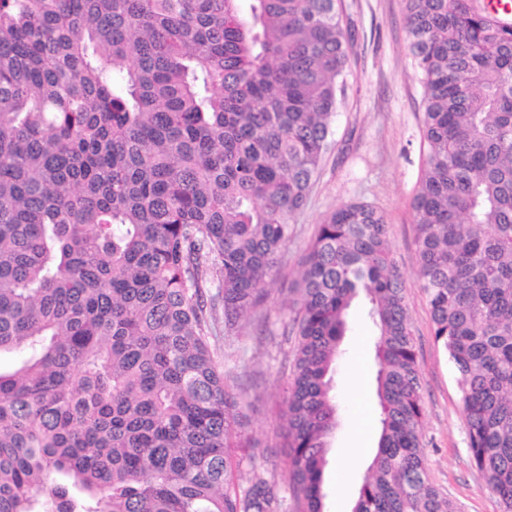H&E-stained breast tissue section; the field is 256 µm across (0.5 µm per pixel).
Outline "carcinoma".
<instances>
[{"label":"carcinoma","instance_id":"obj_1","mask_svg":"<svg viewBox=\"0 0 512 512\" xmlns=\"http://www.w3.org/2000/svg\"><path fill=\"white\" fill-rule=\"evenodd\" d=\"M427 151L411 209L473 465L512 512V19L402 0ZM343 0H0V512H324L351 304L377 330L380 435L353 512H458L428 479L384 213L318 225L289 303L275 436L290 496L236 456L224 350L332 147ZM246 479H241L243 465Z\"/></svg>","mask_w":512,"mask_h":512}]
</instances>
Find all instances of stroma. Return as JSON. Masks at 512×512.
I'll use <instances>...</instances> for the list:
<instances>
[{"label":"stroma","instance_id":"35a3bbf8","mask_svg":"<svg viewBox=\"0 0 512 512\" xmlns=\"http://www.w3.org/2000/svg\"><path fill=\"white\" fill-rule=\"evenodd\" d=\"M352 51L346 104L332 122L335 147L327 157L306 206L293 219L295 233L285 247L267 296L241 321L233 356L225 363L236 393L249 404L238 433L258 466L286 487L288 458L274 438L294 342L289 321V288L318 224L347 202H366L387 219L393 260L406 282V304L416 346L425 414L422 420L426 472L459 512H501L497 497L471 462L463 414L461 380L432 333L426 295L417 276L416 232L410 209L424 147L423 88L411 65L402 0H344ZM376 329L362 305L349 313L344 352L336 363L331 395L337 427L328 439L324 471V512H352L372 454H350L357 439L351 409L366 405L379 420L375 380L359 383L358 366L375 371Z\"/></svg>","mask_w":512,"mask_h":512}]
</instances>
